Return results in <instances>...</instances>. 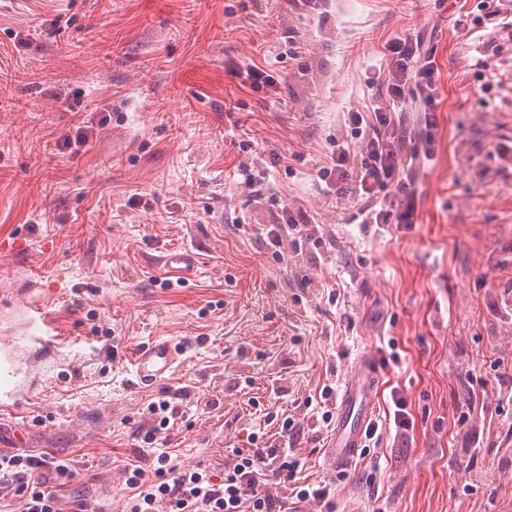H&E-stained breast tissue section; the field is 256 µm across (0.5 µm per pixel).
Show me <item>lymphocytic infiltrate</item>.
Masks as SVG:
<instances>
[{"instance_id":"obj_1","label":"lymphocytic infiltrate","mask_w":512,"mask_h":512,"mask_svg":"<svg viewBox=\"0 0 512 512\" xmlns=\"http://www.w3.org/2000/svg\"><path fill=\"white\" fill-rule=\"evenodd\" d=\"M382 58L384 67L369 82L385 85V100L367 111L348 113L346 122L356 140L334 141L317 178L327 194L360 200L354 214L358 223L408 225L415 211L413 166L434 155L438 67L432 57L421 54L419 41L402 36L386 41ZM409 97L422 101L426 110L415 147L396 112L398 103ZM252 147L249 140L241 144L246 158L236 170L251 203L269 214L267 223L253 225L254 239L280 260L290 252L320 250L326 243L323 231L306 210L282 202L268 174L250 158ZM184 416L176 402L165 398L146 404L145 422L138 430L141 445L123 467L127 512H332L336 484L303 477L306 461L294 449V420L283 419L277 441L254 433L248 447L225 449L218 467L187 469L164 437L171 421ZM413 427L404 400L397 397L392 409L371 420L366 442L377 445L392 435L403 437ZM74 476L71 460L0 449V481L15 502L12 512H95L88 499L72 500L64 493V481Z\"/></svg>"}]
</instances>
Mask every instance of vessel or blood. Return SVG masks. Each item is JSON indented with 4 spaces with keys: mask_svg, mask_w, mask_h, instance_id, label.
Instances as JSON below:
<instances>
[{
    "mask_svg": "<svg viewBox=\"0 0 512 512\" xmlns=\"http://www.w3.org/2000/svg\"><path fill=\"white\" fill-rule=\"evenodd\" d=\"M165 263L173 271L189 276L197 267V256L183 248L169 252ZM181 356V348L167 340H154L139 346L131 361L137 384L150 386L170 376ZM379 382V371L370 361L359 365L346 379L333 437L325 456V467L331 476H345L362 448L365 428L374 413Z\"/></svg>",
    "mask_w": 512,
    "mask_h": 512,
    "instance_id": "b4317fda",
    "label": "vessel or blood"
}]
</instances>
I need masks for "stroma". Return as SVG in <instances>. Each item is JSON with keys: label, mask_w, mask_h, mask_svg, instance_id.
<instances>
[{"label": "stroma", "mask_w": 512, "mask_h": 512, "mask_svg": "<svg viewBox=\"0 0 512 512\" xmlns=\"http://www.w3.org/2000/svg\"><path fill=\"white\" fill-rule=\"evenodd\" d=\"M512 0H0V438L72 458L66 488L125 512L122 465L142 399H177L181 464H207L259 428L249 398L302 421V402L359 361L383 365L378 405L398 391L415 421L337 480L335 512H512V432L460 426L490 415L512 382V38L490 13ZM479 18L454 28L459 15ZM303 40L308 78L285 58ZM398 34L438 63L435 157L416 168L414 222H351L359 203L320 190L330 137L375 94L371 69ZM271 69L253 92L234 71ZM240 102L227 113L224 102ZM84 107L76 127L66 107ZM255 140L288 205L321 224L330 259L279 260L245 233L254 207L233 183V139ZM85 132L80 148L65 139ZM210 210L209 222L185 216ZM198 265L161 285L164 253ZM48 311L49 323L30 311ZM166 339L178 371L136 385L129 358ZM400 366L390 365L392 354ZM252 385H245V377ZM480 448L472 456V448ZM381 476L368 481L372 461Z\"/></svg>", "instance_id": "stroma-1"}]
</instances>
